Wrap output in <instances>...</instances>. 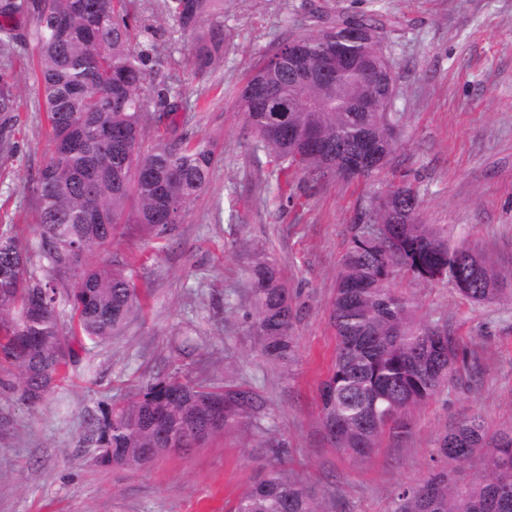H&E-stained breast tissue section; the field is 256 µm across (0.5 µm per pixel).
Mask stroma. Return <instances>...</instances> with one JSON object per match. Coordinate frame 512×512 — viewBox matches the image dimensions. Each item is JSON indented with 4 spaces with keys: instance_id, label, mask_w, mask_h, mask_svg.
<instances>
[{
    "instance_id": "obj_1",
    "label": "stroma",
    "mask_w": 512,
    "mask_h": 512,
    "mask_svg": "<svg viewBox=\"0 0 512 512\" xmlns=\"http://www.w3.org/2000/svg\"><path fill=\"white\" fill-rule=\"evenodd\" d=\"M356 14L383 24L397 77V148L380 180L315 185L297 175L289 198L278 197L237 90L282 38ZM147 22L155 33L136 50L171 59L151 74L149 100L180 92V132L214 144L211 180L167 239L132 229L114 244L138 257L134 279L147 294L123 332L92 347L38 406L0 394V512H224L260 469L252 448L266 437L284 444L289 472L328 512H389L402 486L427 475L437 438L458 418L479 412L490 431L512 427V299L474 303L446 281L395 279L424 321L447 324L463 361L414 411L409 432L384 434L361 464L337 452L321 426L319 385L336 347L329 306L358 215L389 182L417 190L420 223L512 273V0H224V58L202 79L191 74L189 42L170 41L171 20ZM17 95V151L0 164V228L29 236L37 212L28 176L45 160L49 128L30 71L18 70ZM265 257L276 260L297 309L285 365L269 361L251 333L248 270ZM176 370L245 383L266 409L186 455L134 470L97 465L85 442L89 422Z\"/></svg>"
}]
</instances>
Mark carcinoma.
<instances>
[{
    "instance_id": "1",
    "label": "carcinoma",
    "mask_w": 512,
    "mask_h": 512,
    "mask_svg": "<svg viewBox=\"0 0 512 512\" xmlns=\"http://www.w3.org/2000/svg\"><path fill=\"white\" fill-rule=\"evenodd\" d=\"M173 25L171 40H191L190 69L209 74L224 53V0H153ZM29 16L30 26L8 20ZM376 32L371 17L330 22L317 34L287 39L250 76L276 87L285 101L296 94L295 77L278 58L300 51L317 66L336 52V35L350 23ZM124 0H0V57L29 45L52 141L62 149L29 175L37 203V238L0 231V392H18L34 407L73 365L87 343L120 334L141 309L134 261L107 252L122 224H137L164 238L180 223L210 182L213 145L189 143L178 134L180 92L169 91L154 111L145 103V82L166 67L167 57L132 48L134 33ZM358 67L337 77L333 97L310 86L288 113V123L316 131L308 148L268 113L244 102L246 126L275 164L276 183L303 174L312 182L336 173V156L367 145L389 157L397 137L388 113L353 112L367 90ZM15 73L0 64V118L16 111ZM164 134L148 140L150 129ZM418 194L405 183L370 198L342 259L329 320L336 351L320 386V419L336 450L364 462L388 429H408L412 412L435 398L456 375V338L448 326L422 320L412 299L393 284L401 274L426 282H453L455 253L439 231L418 222ZM78 271L61 293L51 272ZM255 318L251 325L267 359L288 363L297 311L275 262L250 270ZM504 277L476 264L473 287L461 291L475 302L503 294ZM264 401L242 384L202 385L178 373L153 379L114 403L88 429L103 467L139 468L177 450L185 454L228 428L255 420ZM259 451L274 462L260 472L227 512H328L316 494L285 467L280 450L266 440ZM481 470L464 486L455 464L474 456ZM390 512H512V428L489 432L482 416L457 421L436 440L425 478L401 488Z\"/></svg>"
}]
</instances>
